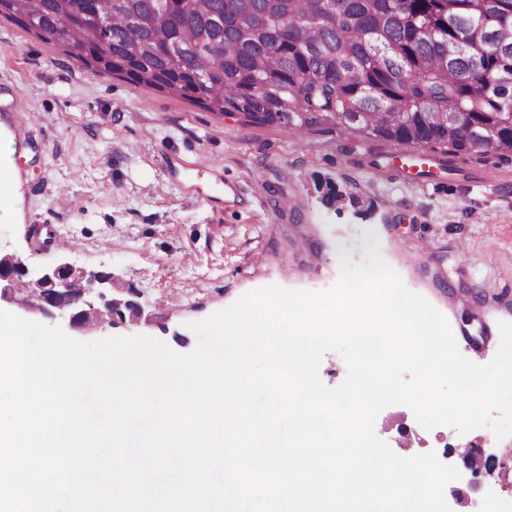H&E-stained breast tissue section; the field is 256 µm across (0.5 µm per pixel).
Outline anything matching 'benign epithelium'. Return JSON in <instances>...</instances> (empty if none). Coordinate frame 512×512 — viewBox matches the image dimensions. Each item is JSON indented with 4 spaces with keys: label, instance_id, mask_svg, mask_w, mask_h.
I'll list each match as a JSON object with an SVG mask.
<instances>
[{
    "label": "benign epithelium",
    "instance_id": "7a95c632",
    "mask_svg": "<svg viewBox=\"0 0 512 512\" xmlns=\"http://www.w3.org/2000/svg\"><path fill=\"white\" fill-rule=\"evenodd\" d=\"M20 282L29 286V294L16 288ZM111 290L110 275L77 269L66 262L34 274L19 255L0 251V301L37 310L48 319L65 318L74 330L92 326L105 330L140 322L143 311L137 293L130 289L127 298L118 299L108 296ZM93 297L103 301V307L95 306ZM104 307L112 313L108 321L100 320Z\"/></svg>",
    "mask_w": 512,
    "mask_h": 512
}]
</instances>
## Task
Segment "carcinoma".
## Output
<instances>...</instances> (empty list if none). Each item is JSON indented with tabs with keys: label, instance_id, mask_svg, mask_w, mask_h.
<instances>
[{
	"label": "carcinoma",
	"instance_id": "1",
	"mask_svg": "<svg viewBox=\"0 0 512 512\" xmlns=\"http://www.w3.org/2000/svg\"><path fill=\"white\" fill-rule=\"evenodd\" d=\"M0 0V16L62 42L99 73L213 112L300 130L328 120L365 137L512 157V0H94L58 27L56 0ZM175 58L126 54L134 18ZM106 20L99 41L89 26ZM463 112L467 122L448 123ZM496 130V145L480 142Z\"/></svg>",
	"mask_w": 512,
	"mask_h": 512
}]
</instances>
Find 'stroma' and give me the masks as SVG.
I'll return each instance as SVG.
<instances>
[{"label": "stroma", "mask_w": 512, "mask_h": 512, "mask_svg": "<svg viewBox=\"0 0 512 512\" xmlns=\"http://www.w3.org/2000/svg\"><path fill=\"white\" fill-rule=\"evenodd\" d=\"M389 147L331 122L301 133L252 124L96 75L0 17V177L12 186L0 195V247L33 269L111 274L116 298L136 288L150 321L116 335L191 352V323L268 286L327 290L343 257L360 262L375 240L444 315L460 352L491 362L500 323L512 322V161L459 154L458 174L424 185L386 168ZM331 188L345 203H325ZM38 225L58 242L34 247ZM375 433L396 453L432 452L460 469L445 488L453 512H512V437L428 430L400 405L378 415ZM470 445L495 466L477 481L459 453Z\"/></svg>", "instance_id": "1"}]
</instances>
